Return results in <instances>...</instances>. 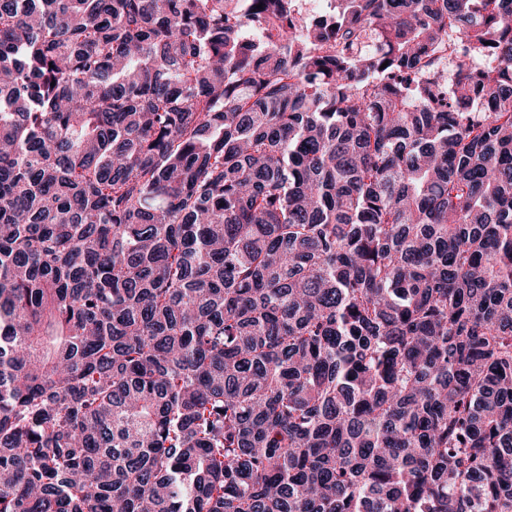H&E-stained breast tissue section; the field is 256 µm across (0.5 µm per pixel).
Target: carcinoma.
Listing matches in <instances>:
<instances>
[{
    "label": "carcinoma",
    "instance_id": "cac0c4a2",
    "mask_svg": "<svg viewBox=\"0 0 512 512\" xmlns=\"http://www.w3.org/2000/svg\"><path fill=\"white\" fill-rule=\"evenodd\" d=\"M294 2L0 0V512H512V0Z\"/></svg>",
    "mask_w": 512,
    "mask_h": 512
}]
</instances>
